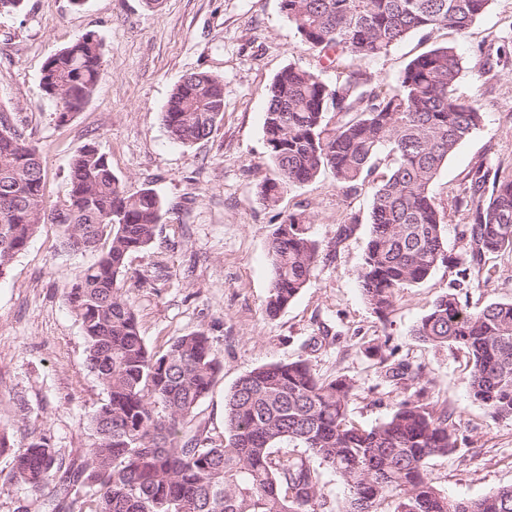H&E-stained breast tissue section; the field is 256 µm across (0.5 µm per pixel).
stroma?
<instances>
[{
  "mask_svg": "<svg viewBox=\"0 0 512 512\" xmlns=\"http://www.w3.org/2000/svg\"><path fill=\"white\" fill-rule=\"evenodd\" d=\"M102 42L103 73L79 112L59 122L41 84L45 59L80 35ZM512 38V0H491L466 35L448 29L418 33L366 69L395 84L405 66L436 44L456 48L463 72L456 96L474 102L484 122L437 176L432 192L444 214L449 255H465L468 224L457 198L468 195L474 170L495 161L512 167V58L481 73L476 48L488 34ZM335 84L336 70L301 45L281 0H23L0 13V112L38 148L48 206H62L69 167L94 145L129 192L153 189L163 203L159 232L127 262L129 294L147 347L163 351L179 336L204 331L224 369L199 405L194 426L224 440V396L253 368L308 360L320 378L355 384L349 417L368 428L384 421L402 393L378 373L389 355L423 369L430 401L455 408L457 449L429 460L438 487L451 498L476 499L512 485V421L492 420L469 395L471 362L464 350L415 340L412 328L441 294L457 292L471 307L512 301V253L489 255L491 278L458 285L456 267H439L402 289L379 317L361 295L358 273L369 240L371 188L344 194L332 172L285 189L276 205L261 185L276 178L263 130L267 89L286 66ZM207 72L224 83V116L205 140L173 142L162 121L182 78ZM310 217L309 235L325 255L307 285L276 318L264 302L272 273L271 233L288 214ZM353 233L337 240L339 225ZM98 258L67 248L47 224L0 276V432L15 446L35 434L51 437L62 464L80 463L95 437L93 410L105 393L86 364L85 341L63 289ZM11 456L0 453V512H51L50 499L11 481Z\"/></svg>",
  "mask_w": 512,
  "mask_h": 512,
  "instance_id": "obj_1",
  "label": "stroma"
}]
</instances>
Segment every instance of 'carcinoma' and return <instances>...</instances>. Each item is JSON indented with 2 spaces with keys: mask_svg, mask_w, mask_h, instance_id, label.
<instances>
[{
  "mask_svg": "<svg viewBox=\"0 0 512 512\" xmlns=\"http://www.w3.org/2000/svg\"><path fill=\"white\" fill-rule=\"evenodd\" d=\"M281 2L301 43L336 64L341 77L329 85L288 66L270 84L263 128L278 178L262 185V198L274 206L282 190L326 169L343 193H356L385 152L391 164L372 186L358 274L366 303L384 317L401 289L440 266L463 263L461 278L479 280L487 255L512 251V171L499 163L475 170L472 194L458 199L471 214L462 230L468 260L449 256L432 185L483 122L478 107L454 94L461 58L455 47L435 45L388 88L363 62L420 32L463 35L490 0ZM479 53L491 69L509 53L508 41ZM101 71L102 43L91 32L46 59L42 85L54 91L59 122L86 103ZM223 112V82L196 72L174 87L163 121L171 139L192 144L211 135ZM70 185L63 207H47L40 158L0 113V277L43 224L57 225L74 251L103 245L98 261L64 285L88 367L106 393L90 419L93 446L65 469L45 434L13 449L11 480L55 494L53 512H333L324 493L328 470L347 486L346 512H512V486L474 500L450 499L437 487L427 463L457 449L456 411L429 400L422 368L408 362L379 361L381 376L404 396L370 428L349 419L354 382L323 380L304 359L261 365L236 380L224 398V442L192 428L224 362L203 331L151 352L123 285L130 255L157 235L159 196L151 188L128 193L92 145L72 158ZM307 223L305 214L291 213L271 234L270 317L307 286L320 262ZM413 336L465 350L473 400L494 420L512 419V302L471 309L446 292Z\"/></svg>",
  "mask_w": 512,
  "mask_h": 512,
  "instance_id": "cac0c4a2",
  "label": "carcinoma"
}]
</instances>
